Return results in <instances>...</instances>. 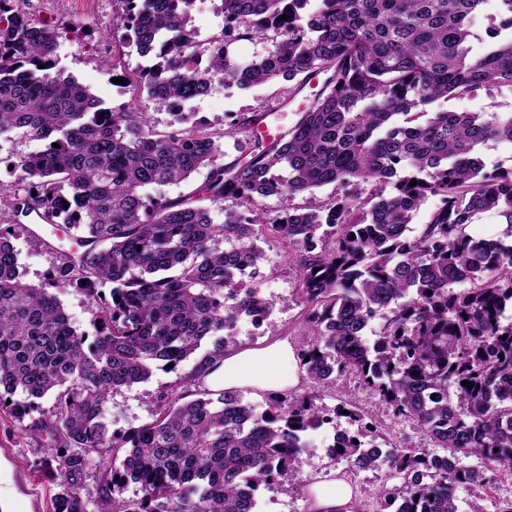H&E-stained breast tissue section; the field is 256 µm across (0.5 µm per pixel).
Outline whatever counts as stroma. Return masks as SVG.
<instances>
[{
	"instance_id": "1",
	"label": "stroma",
	"mask_w": 512,
	"mask_h": 512,
	"mask_svg": "<svg viewBox=\"0 0 512 512\" xmlns=\"http://www.w3.org/2000/svg\"><path fill=\"white\" fill-rule=\"evenodd\" d=\"M117 0H95L92 8H84L81 0H27L26 7L40 22L65 31L69 47L63 48L60 66L87 85L92 93L107 104L118 106L131 101L112 83V61H120L124 70L134 71L144 64L137 54H120L119 44L112 41V16ZM290 84L277 79L249 89L215 85L212 91L192 100L188 111L192 120L204 124L211 132L223 131L226 122L236 117H248L260 109H276L277 123L292 126L299 112L312 99L314 86H307L298 95H289ZM431 111L448 112H511L512 87L501 86L481 90L476 94H458L435 101ZM256 243L264 253L260 271L248 279V286L273 304L271 313L262 325H254L248 316L237 322L234 346L238 349L260 347L278 337L288 338L293 349H300L308 338L306 316L308 308L300 291V247L288 244L267 224L255 227ZM18 252L22 280L41 285L61 263L62 253L74 245L63 226L44 224L35 232L18 229L12 240ZM192 361L183 362L178 370L155 368L148 381L124 387L111 393L106 404L110 429L127 433L150 422L157 396L169 393L179 383L181 374L192 368ZM296 385L283 390L287 400L311 398L314 405L329 417L327 424L308 435L309 448L299 467L261 487L256 494V512H312L309 494L293 496L285 491L291 483L310 486L325 480L330 474L342 476L354 488L351 512H380L385 489L396 485L387 464L373 470H361L350 461L332 458L329 447L336 431L347 428L346 418L337 416L339 407L356 409L373 420V435L381 447L424 448L435 451L430 437L410 419L390 414L375 415L378 396L363 385L356 374L337 379L323 386L313 383L304 371H297ZM49 453V441L28 434L9 408L0 405V487L10 489L11 500L6 512H51V500L57 488L48 482L35 461ZM460 506L478 501L483 512H506L512 506V474L496 472L490 484L482 490L459 489Z\"/></svg>"
}]
</instances>
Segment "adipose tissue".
I'll return each instance as SVG.
<instances>
[{
    "instance_id": "obj_1",
    "label": "adipose tissue",
    "mask_w": 512,
    "mask_h": 512,
    "mask_svg": "<svg viewBox=\"0 0 512 512\" xmlns=\"http://www.w3.org/2000/svg\"><path fill=\"white\" fill-rule=\"evenodd\" d=\"M294 358L288 341L278 339L263 347L228 351L205 382L212 389L257 387L281 391L296 383L291 371Z\"/></svg>"
}]
</instances>
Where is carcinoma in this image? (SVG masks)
<instances>
[{"mask_svg": "<svg viewBox=\"0 0 512 512\" xmlns=\"http://www.w3.org/2000/svg\"><path fill=\"white\" fill-rule=\"evenodd\" d=\"M118 2L113 34L154 63L121 72L131 102L112 107L58 67L55 26L34 20L22 0H0V134L45 142L7 161L18 178L0 182L12 217L0 223V405L26 395L7 403L22 421L36 400L54 396L50 418L26 426L54 442L38 464L59 487L52 512H89L77 480L91 472L96 512H255L260 487L300 463L323 411L275 399L258 416L239 390L204 381L239 317L271 310L242 279L263 260L256 223L306 251L307 376L328 385L356 373L378 409L414 419L445 451L381 448L349 410L357 431L337 432L330 455L361 469L386 461L401 478L386 490V509L460 512L458 488L512 472V169H490L481 154L490 141L512 144V112L427 106L512 85V0H495L499 21L480 50L470 27L489 0H220L224 35L203 44L188 27L195 0ZM240 40L272 49L244 62L233 49ZM200 55L206 65L196 67ZM320 74L323 87L299 120L270 141L251 140L243 163H223L220 140L250 135L263 111L220 134L190 123L189 112L170 113L160 134L136 111L143 95L162 107L217 82L297 79L295 95ZM201 169V188L164 195ZM331 184L343 193L295 203ZM269 196L279 199L274 214L241 212ZM432 197L439 205L409 238ZM212 207L224 210V223L213 222ZM491 210L505 219L504 237L470 234ZM34 217L64 225L79 248L38 288L21 282L11 242ZM325 225L336 248L317 253ZM466 282L472 287L453 289ZM50 287L78 288L95 303L94 335L72 326ZM383 309L390 315L370 343L365 329ZM206 338L182 384L157 396L151 422L109 431L113 390L147 381L159 363L176 370ZM130 484L137 492L125 497Z\"/></svg>", "mask_w": 512, "mask_h": 512, "instance_id": "1", "label": "carcinoma"}]
</instances>
